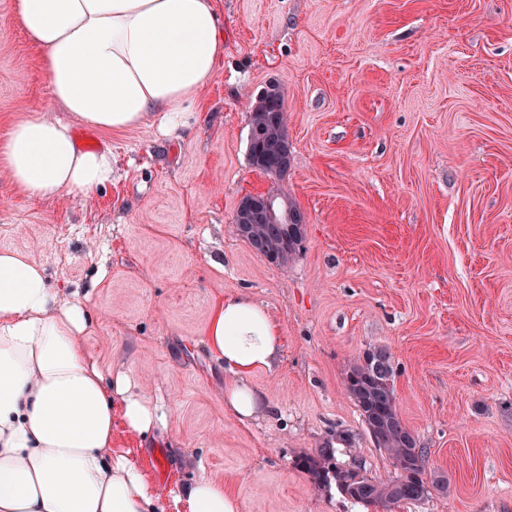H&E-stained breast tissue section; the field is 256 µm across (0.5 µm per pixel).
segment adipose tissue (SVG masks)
<instances>
[{
	"label": "adipose tissue",
	"mask_w": 512,
	"mask_h": 512,
	"mask_svg": "<svg viewBox=\"0 0 512 512\" xmlns=\"http://www.w3.org/2000/svg\"><path fill=\"white\" fill-rule=\"evenodd\" d=\"M14 19L41 52L51 99L65 118L36 110L0 142V169L25 195L89 194L112 181L110 150L85 151L72 123L100 130L155 121L183 125L224 54L212 0H14ZM89 314L52 288L44 266L0 250V512H159L112 425L145 438L166 424L162 406L130 372L106 373L86 352ZM273 318L243 294L209 316L205 343L223 370L224 404L260 419L256 372L280 352ZM186 512H239L223 484L197 479L175 494Z\"/></svg>",
	"instance_id": "1"
}]
</instances>
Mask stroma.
Returning a JSON list of instances; mask_svg holds the SVG:
<instances>
[{
    "label": "stroma",
    "instance_id": "35a3bbf8",
    "mask_svg": "<svg viewBox=\"0 0 512 512\" xmlns=\"http://www.w3.org/2000/svg\"><path fill=\"white\" fill-rule=\"evenodd\" d=\"M224 55L173 135L92 131L112 182L55 200L0 172V249L42 263L91 314L86 348L127 370L167 415L146 438L113 427L151 484L220 483L240 512H376L299 460L395 475L344 381L387 349L399 414L447 491L395 512H512V0H213ZM33 46L0 0V137L24 110L63 117ZM278 84L291 166L248 160L251 110ZM304 213L303 248L270 264L236 230L248 195ZM274 318L276 366L253 383L263 418L224 405L205 346L213 304ZM348 434L337 442V433Z\"/></svg>",
    "mask_w": 512,
    "mask_h": 512
}]
</instances>
